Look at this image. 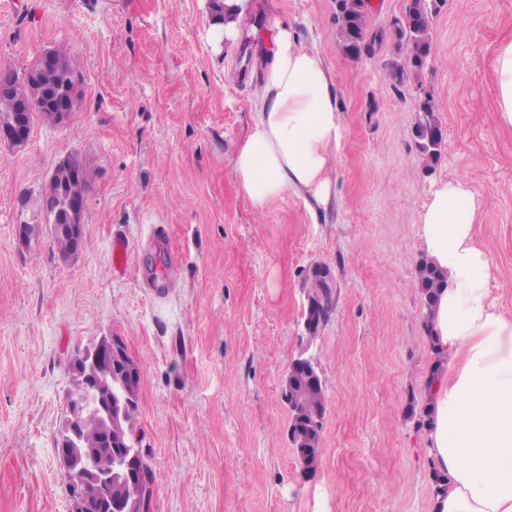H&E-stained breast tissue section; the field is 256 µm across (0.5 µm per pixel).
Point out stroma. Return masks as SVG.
I'll return each mask as SVG.
<instances>
[{
  "mask_svg": "<svg viewBox=\"0 0 512 512\" xmlns=\"http://www.w3.org/2000/svg\"><path fill=\"white\" fill-rule=\"evenodd\" d=\"M255 2L241 40L218 52L208 0H0V72L65 46L81 96L66 122H35L26 146L0 143V512H70L55 449L69 362L76 344L105 335L122 337L141 369L154 512H432L429 433L412 415L433 365L415 276L420 216L441 183L468 185L492 295L512 318V129L494 120L512 0H440L431 61L403 85L392 71L406 47L342 53L334 0ZM276 19L320 54L338 94L333 195L316 217L303 191L255 214L232 173ZM428 96L444 129L430 174L413 136L414 104ZM72 153L93 181L84 246L66 257L40 195ZM20 224L40 225L30 244ZM158 227L176 261L164 300L144 288ZM318 264L331 270L334 306L308 346ZM303 353L325 388L310 475L295 465L279 393Z\"/></svg>",
  "mask_w": 512,
  "mask_h": 512,
  "instance_id": "obj_1",
  "label": "stroma"
}]
</instances>
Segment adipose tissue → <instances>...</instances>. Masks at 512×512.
Wrapping results in <instances>:
<instances>
[{
	"label": "adipose tissue",
	"instance_id": "ef3b65f1",
	"mask_svg": "<svg viewBox=\"0 0 512 512\" xmlns=\"http://www.w3.org/2000/svg\"><path fill=\"white\" fill-rule=\"evenodd\" d=\"M253 124L233 159L236 184L254 211L289 190L327 206L333 149L341 136L336 89L320 55L275 23ZM499 125L512 127V39L495 53ZM479 209L460 181L442 183L421 215L426 253L449 273L434 340L449 361L432 389L427 450L444 490L432 512H512V320L490 296L493 276L474 241Z\"/></svg>",
	"mask_w": 512,
	"mask_h": 512
}]
</instances>
